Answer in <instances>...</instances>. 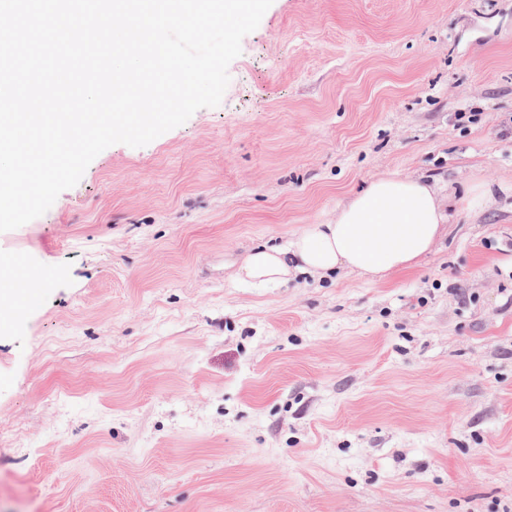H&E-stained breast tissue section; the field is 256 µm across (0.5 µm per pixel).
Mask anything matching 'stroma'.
<instances>
[{
  "label": "stroma",
  "instance_id": "stroma-1",
  "mask_svg": "<svg viewBox=\"0 0 512 512\" xmlns=\"http://www.w3.org/2000/svg\"><path fill=\"white\" fill-rule=\"evenodd\" d=\"M229 75L0 232V512H512V0H273ZM386 173L415 269L237 279Z\"/></svg>",
  "mask_w": 512,
  "mask_h": 512
}]
</instances>
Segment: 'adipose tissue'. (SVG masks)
Returning a JSON list of instances; mask_svg holds the SVG:
<instances>
[{
	"mask_svg": "<svg viewBox=\"0 0 512 512\" xmlns=\"http://www.w3.org/2000/svg\"><path fill=\"white\" fill-rule=\"evenodd\" d=\"M453 205L436 183L391 174L372 180L324 224L308 225L284 247L246 256L242 281L286 282L293 273L323 275L348 269L372 281L413 269L445 232Z\"/></svg>",
	"mask_w": 512,
	"mask_h": 512,
	"instance_id": "ef3b65f1",
	"label": "adipose tissue"
}]
</instances>
